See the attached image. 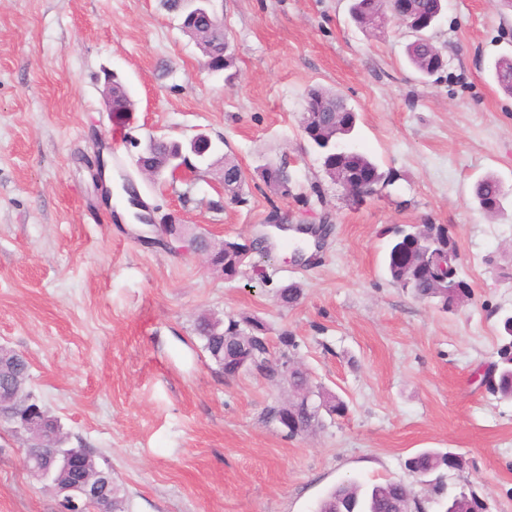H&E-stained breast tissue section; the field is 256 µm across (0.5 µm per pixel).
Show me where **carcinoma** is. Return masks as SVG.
<instances>
[{
  "label": "carcinoma",
  "mask_w": 512,
  "mask_h": 512,
  "mask_svg": "<svg viewBox=\"0 0 512 512\" xmlns=\"http://www.w3.org/2000/svg\"><path fill=\"white\" fill-rule=\"evenodd\" d=\"M443 0H412L409 20L422 21L438 17ZM383 0H353L352 19L359 25L380 12ZM182 32L199 48L205 61L216 69L225 71L234 66L233 48L220 24L182 23ZM436 46L429 36L415 37L407 46V57L412 67L424 78L439 74L445 63L435 52ZM494 79L507 94H512V58L502 57L494 64ZM132 107L131 96L119 81L112 82V111L128 112ZM357 115L344 97L335 91L312 87L306 96L305 112L301 126L304 139L321 157L322 167L331 180L336 173L358 175L368 172L376 185L385 187L394 180L391 171H384L367 155L351 150L336 155V143L349 139L356 130ZM144 156L156 167L158 175L173 171L188 162L185 145L181 141L151 139L144 147ZM264 183L282 194L289 192L291 177L288 168L277 163L267 164L261 171ZM245 176L238 164L224 161V191L241 196ZM505 199L503 184L494 176L479 179L473 188V201L485 213L501 210ZM191 243L205 251L212 268L227 279L238 275L247 258L249 248L236 240L213 243L206 237L194 235ZM385 267L390 282L397 288L429 301H438L442 308L449 309L471 296V287L463 277L457 245L444 224L398 225L392 230V239L385 256ZM302 290L294 284L279 290L278 300L284 307L298 303ZM194 330L203 342V349L210 359L229 376L239 367L276 378L271 364L269 336L266 323L256 316L230 317L226 320L213 315H201L196 319ZM8 355L6 364L0 367V384L9 381L17 394L19 404L28 403L27 388L29 362L17 356V351L4 349ZM498 360L491 363L482 383L487 389L504 400H512V316L504 315L499 320ZM319 404L338 416L347 410L340 397L315 392ZM280 423L284 419L292 424L283 427L286 435L293 437L321 425L314 408L298 399L283 404L272 413ZM463 458L453 452L444 455L434 450H424L407 462V468L419 475H430L440 467L459 470ZM411 490L402 482L387 481L367 489L356 483H347L331 490L319 504L318 512H397L399 509H416L412 503ZM445 512H482L481 501L474 495L460 493L453 496Z\"/></svg>",
  "instance_id": "obj_1"
}]
</instances>
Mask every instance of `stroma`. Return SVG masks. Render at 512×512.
<instances>
[{
	"label": "stroma",
	"mask_w": 512,
	"mask_h": 512,
	"mask_svg": "<svg viewBox=\"0 0 512 512\" xmlns=\"http://www.w3.org/2000/svg\"><path fill=\"white\" fill-rule=\"evenodd\" d=\"M350 5L213 0L235 53L229 83L161 0H0V346L26 353L64 447L111 469L128 512H316L347 481L403 482L422 512L460 492L512 512V402L480 383L512 312V196L496 214L469 203L488 173L512 192V96L493 78L512 55V7L445 0L433 31L445 68L424 79L409 30L359 26ZM111 75L132 111H109ZM313 86L345 97L359 116L350 148L395 175L362 204L302 136ZM200 133L217 150L192 158L187 181L142 175L126 145ZM284 156L281 195L261 169ZM222 158L245 174L242 201L221 187ZM126 175L152 225L106 198ZM166 222L241 243L274 222L323 234L310 258L272 243L228 280L163 246ZM400 224L448 226L471 299L447 312L392 285L383 261ZM292 283L302 299L281 308ZM203 313L263 319L272 355L288 353L345 415L286 437L271 413L287 384L225 378L194 334ZM23 446L0 426V512H59ZM425 449L465 464L416 478L405 463Z\"/></svg>",
	"instance_id": "1"
}]
</instances>
